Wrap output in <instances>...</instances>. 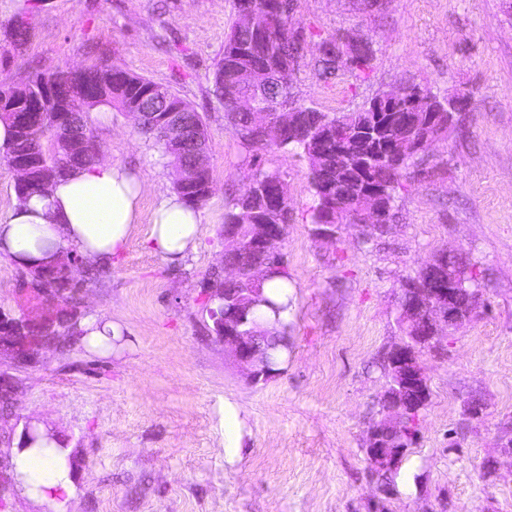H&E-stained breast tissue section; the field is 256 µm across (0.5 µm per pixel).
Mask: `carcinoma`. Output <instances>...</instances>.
I'll return each instance as SVG.
<instances>
[{
  "label": "carcinoma",
  "instance_id": "obj_1",
  "mask_svg": "<svg viewBox=\"0 0 512 512\" xmlns=\"http://www.w3.org/2000/svg\"><path fill=\"white\" fill-rule=\"evenodd\" d=\"M260 8H268L276 12L273 25L264 36L252 32L242 18H236L229 35L224 42V55L217 62L214 71V93L224 104V114L233 125L240 138L247 146L265 151L276 147L288 149L303 155L309 163L311 184L316 197L313 208L312 223L324 224L325 202L322 198V188L326 183L334 185L335 189L344 196L342 207L339 208L335 220L342 224H357L358 201L355 197V188L359 175L356 162L343 157L336 151V131L348 130L359 132L368 128H375L382 121L387 123V133L382 138L389 143V150H394L403 142L424 134H433L445 137L454 129V123L448 122L447 106L436 97L426 95L418 100L417 109H406L407 104L415 95L419 85H407V92L396 93L392 89L388 94L392 98L387 102L388 110L374 112L362 108L357 112H322L315 108L304 107L292 98L293 110L303 117L306 134L298 135L291 128H284L281 139L270 143L263 138V127L276 123L282 114L274 112H239L234 106V100L246 89L241 76L250 73L256 81H264L269 75H279L286 81L293 80V75L299 66L301 55L289 42L290 13L294 11L296 0H251ZM357 61L350 66L357 75L366 73L374 60L372 43L356 50ZM60 77V73L41 74L20 83H0V119L8 122L14 132V141L8 159L18 160L31 157L30 150L33 142L43 140L46 148L45 157L36 158L31 162V181L25 186L17 187L18 199H25L33 194L44 193L50 184L65 176L70 170L84 167L94 162L93 156L86 154L78 157V153L71 152L68 147L51 143L49 132L59 120L66 117L64 112L54 111L50 105L43 112L29 113L30 126L23 128L20 122V113L14 111L21 101L27 99L35 88L41 84H48ZM72 87L82 94L86 89H94L97 95L92 100L79 99L78 102H69L67 106L80 107L79 119L84 128L87 139L93 134L88 128L85 113L103 105L115 107L123 111L141 107L156 97L153 88L157 83L148 78L131 74L114 66H100L88 69L69 78ZM161 98L170 105H177L193 114L198 121L201 136H206L205 124L202 116L184 99L169 89H164ZM436 113L435 122L427 127L421 126L426 115ZM409 167L408 161H403L399 167H394L389 158L377 163V185L384 190L386 201L389 204V215L395 216V200L397 188L401 185L404 171ZM282 182L277 171L256 170L242 190L234 195L224 213V227L236 231L239 247L224 252V260L230 261L243 270L237 279L215 280L211 287L224 289V304L234 305V299L247 296L252 287L251 275L248 268L253 263L255 253L252 245L251 225L258 222L264 224H277L281 229L291 220V208L286 193L279 192L278 185ZM175 191L193 206L204 203L210 190L207 179L203 178L194 184L184 185L174 182ZM439 270L443 275H451L454 280L466 289H476V276L466 271L463 261L457 255L439 253L430 261L422 265L408 280L417 288L428 287V279L432 271ZM43 288H50L52 292L61 296L75 293L78 286L71 284L68 279L57 274L40 283ZM420 408L411 407L406 427L401 435H388L389 445L404 444L410 446L416 441V420Z\"/></svg>",
  "mask_w": 512,
  "mask_h": 512
}]
</instances>
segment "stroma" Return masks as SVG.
<instances>
[{
	"instance_id": "stroma-1",
	"label": "stroma",
	"mask_w": 512,
	"mask_h": 512,
	"mask_svg": "<svg viewBox=\"0 0 512 512\" xmlns=\"http://www.w3.org/2000/svg\"><path fill=\"white\" fill-rule=\"evenodd\" d=\"M234 14V0H0V80L103 65L149 78L203 117L212 184L196 247L180 262L151 249L144 222L110 264L67 250L82 285L52 303L27 288L28 271L0 260L1 313L55 320L74 309L122 329L106 355L79 338L23 368L0 355L13 387L0 412V512H373L365 443L386 387L379 360L401 339L399 283L446 250L475 274L477 307L445 353L420 356L430 398L388 507L512 512V457L499 445L512 425V5L386 0L366 12L357 0H298L302 105L355 112L412 82L465 98L456 131L412 159L381 237L347 224L317 236L307 160L253 152L226 119L213 75ZM20 21L29 34L17 47L10 33ZM346 35L372 41L371 69L322 77L318 44ZM88 126L102 159L139 170L150 214L174 186L171 159L118 109L89 115ZM259 166L280 172L292 219L280 244L288 356L254 383L213 336L205 289L224 275L225 205ZM472 401L480 418L465 412ZM35 421L69 450L67 501L30 497L16 479L20 438Z\"/></svg>"
}]
</instances>
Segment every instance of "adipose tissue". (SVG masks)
<instances>
[{"label":"adipose tissue","instance_id":"1","mask_svg":"<svg viewBox=\"0 0 512 512\" xmlns=\"http://www.w3.org/2000/svg\"><path fill=\"white\" fill-rule=\"evenodd\" d=\"M144 182L132 169L97 161L75 169L49 187L17 203L0 219V256L18 266L41 269L55 265L67 249H76L96 264L110 263L131 231L149 222L151 244L176 262L194 249L200 211L174 192L159 196L150 215H143ZM66 449L57 439H43L18 452L16 477L30 495H72Z\"/></svg>","mask_w":512,"mask_h":512}]
</instances>
